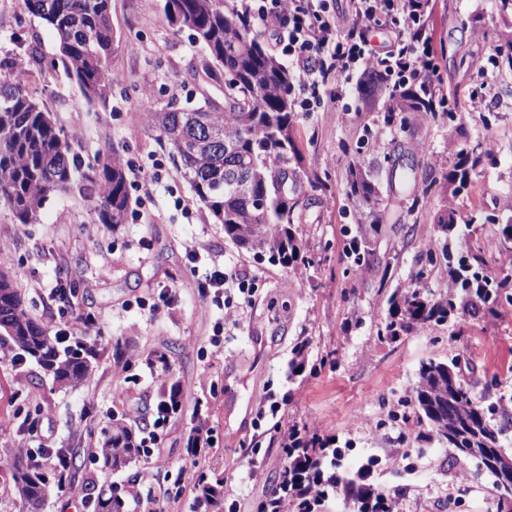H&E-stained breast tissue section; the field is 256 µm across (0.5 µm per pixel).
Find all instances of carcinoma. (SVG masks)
<instances>
[{
    "label": "carcinoma",
    "instance_id": "carcinoma-1",
    "mask_svg": "<svg viewBox=\"0 0 512 512\" xmlns=\"http://www.w3.org/2000/svg\"><path fill=\"white\" fill-rule=\"evenodd\" d=\"M27 10L52 29L59 43V60L79 86L84 104L107 106L115 78L111 70L114 46L111 0H25ZM168 20L192 31L212 64L203 68L210 79L217 69L233 77L224 85V104L211 101L192 108L170 103L148 113L147 129L168 148L173 162L182 169L197 200L224 225V236L243 247L266 249L284 267L305 263L302 243L294 227L298 202L281 195L288 180L290 157L298 155L294 139L295 106L289 94L291 76L276 56L263 49L253 25L238 14L229 0H163ZM31 69L13 59L0 60V207L15 223L31 224L46 201L74 188L90 201L101 224H121L129 209L127 177L120 156L112 151L103 160L76 176L71 141L56 125L51 112L37 99L31 87ZM452 99L439 100L427 87L391 92L386 105V123L397 113L437 117ZM456 169L446 176L453 194L469 190L470 173L491 151L481 144L459 152ZM437 179L427 173L413 205L424 204L436 192ZM346 197L358 213V229L348 242L346 256L355 269L369 264L372 255L366 229L379 224L380 198L375 185L361 167L350 168ZM453 287L460 299H435L420 286L393 293L388 300L382 333L392 339L423 325L442 324L459 308L479 300L489 312L501 292L512 288V277L489 280L481 272L482 260L460 257ZM0 333L9 338L15 357H29L45 374L60 383L77 384L92 369L95 354L81 340L63 345L54 330L36 323L24 306L19 289L0 274ZM417 421L426 424L435 438L461 423L460 434L447 445L467 456L462 446L473 442L496 452V435L486 415L451 367L423 364L413 389ZM145 449L124 423L112 422L92 456L106 468L118 469L136 460ZM313 443L299 437L288 449V472L304 477L320 496L332 487L350 499L354 512H394L395 499L364 483L369 467L353 475L330 478L314 464ZM12 479L30 512H40L48 488L45 474L31 462L17 457ZM92 512H124L125 500L110 493L88 498Z\"/></svg>",
    "mask_w": 512,
    "mask_h": 512
}]
</instances>
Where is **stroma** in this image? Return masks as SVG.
<instances>
[{"mask_svg":"<svg viewBox=\"0 0 512 512\" xmlns=\"http://www.w3.org/2000/svg\"><path fill=\"white\" fill-rule=\"evenodd\" d=\"M498 5L430 0L440 87L457 100L454 116L385 123L387 91L365 95L354 82L339 102L343 116L298 113L296 164L317 172L325 186L294 188L295 226L311 264L289 269L225 238L167 148L144 128L147 113L167 103L224 100L223 81L193 76L206 53L189 30L171 26L162 0H112L117 85L107 106L89 108L78 107L79 90L63 68L51 66L53 32L23 0H0V58L38 49L46 74L34 88L69 136L76 164L87 167L113 149L125 169L157 178L148 190L128 178L130 207L121 224L99 223L76 193L49 199L31 224L14 223L0 209V272L36 322L48 312L74 332L91 322L84 341L97 352L92 373L77 385L54 382L31 359L0 353V441L76 454L74 491L49 488L42 512H89L86 484L124 492L135 482L153 492L160 512H194L196 492L182 474L188 466L241 483L223 512H259L285 464L288 429L317 425L335 435L344 467L374 460L367 481L395 497L397 512H496L494 479L478 460L425 439L413 388L422 362L458 361L460 379L512 455V300L499 298L496 314L461 310L394 340L381 329L389 295L413 286L417 272L435 296L449 292L444 253L432 248L444 201L436 196L413 208L410 182L427 170L445 179L461 149L486 144L493 159L475 169L468 193L454 197L447 251L482 257L494 280L512 271L501 260L512 254V228L469 221L475 211H512V69L494 51L498 36L512 35V11ZM478 89L487 101L477 108ZM354 162L381 199L379 228L370 236L375 261L360 272L344 257L355 224L344 193ZM190 241L202 245L204 259L249 280L251 294L232 295L235 320L225 319L223 302L195 288L184 249ZM298 348L305 369L295 376ZM173 388L181 409L155 425L157 404ZM270 391L288 394V404L277 417H259ZM116 418L155 434L158 446L111 471L90 450Z\"/></svg>","mask_w":512,"mask_h":512,"instance_id":"obj_1","label":"stroma"}]
</instances>
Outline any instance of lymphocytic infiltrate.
Wrapping results in <instances>:
<instances>
[{"label":"lymphocytic infiltrate","instance_id":"obj_1","mask_svg":"<svg viewBox=\"0 0 512 512\" xmlns=\"http://www.w3.org/2000/svg\"><path fill=\"white\" fill-rule=\"evenodd\" d=\"M248 21L274 26L277 46L287 55L303 93L296 104L313 112L324 101L343 97L356 73L376 72L393 90L417 84L435 86L438 65L429 33L418 24L427 14L426 0H352L354 20L340 29L332 0H239ZM385 28L390 49L372 46L369 34Z\"/></svg>","mask_w":512,"mask_h":512}]
</instances>
